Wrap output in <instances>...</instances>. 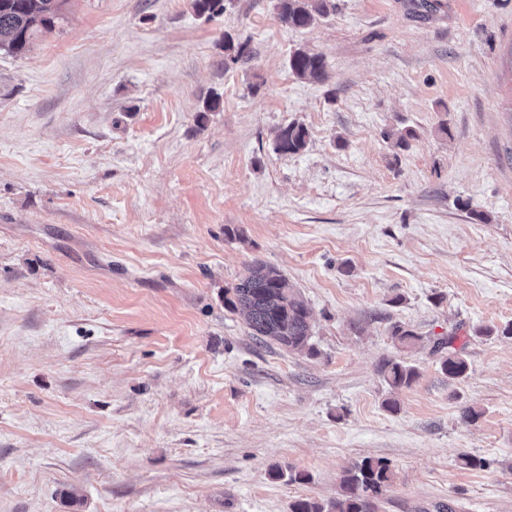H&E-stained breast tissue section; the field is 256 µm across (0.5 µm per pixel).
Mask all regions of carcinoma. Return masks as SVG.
Returning a JSON list of instances; mask_svg holds the SVG:
<instances>
[{
  "instance_id": "cac0c4a2",
  "label": "carcinoma",
  "mask_w": 512,
  "mask_h": 512,
  "mask_svg": "<svg viewBox=\"0 0 512 512\" xmlns=\"http://www.w3.org/2000/svg\"><path fill=\"white\" fill-rule=\"evenodd\" d=\"M66 0H0V50L13 55L29 51L37 34L64 19ZM198 15L211 18L224 12V0H193ZM278 15L289 28L305 29L326 18L334 9L332 0H278ZM226 59L237 63L251 57L248 44L224 42ZM291 72L301 79L322 81L327 62L320 54L304 47L289 56ZM308 130L298 124L282 128L276 135L274 150L298 153L307 145ZM224 303L240 312L252 332L266 344H276L290 351L305 348L311 336V312L288 278L275 267L256 261L249 275L226 289ZM391 336L398 344L414 346L420 337L411 329L395 324ZM442 371L450 379H460L468 371V363L456 351L448 352L441 362ZM383 373L393 389L409 387L418 377L413 366L389 361ZM389 464L382 459L365 458L343 478L339 497L326 503L309 498L295 500L291 512H372L374 499L392 481Z\"/></svg>"
}]
</instances>
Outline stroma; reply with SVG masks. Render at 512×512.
Here are the masks:
<instances>
[{
  "mask_svg": "<svg viewBox=\"0 0 512 512\" xmlns=\"http://www.w3.org/2000/svg\"><path fill=\"white\" fill-rule=\"evenodd\" d=\"M333 2L293 30L277 0H68L0 51V512H290L367 457L375 512H512V0ZM256 261L310 308L303 350L225 307ZM288 66L291 72L301 79L323 81L328 65L322 54L301 47L290 54ZM308 130L298 124H289L276 135L274 150L278 153H298L307 145ZM382 370L388 385L393 389L409 387L418 377L415 367L400 361H388Z\"/></svg>",
  "mask_w": 512,
  "mask_h": 512,
  "instance_id": "1",
  "label": "stroma"
}]
</instances>
